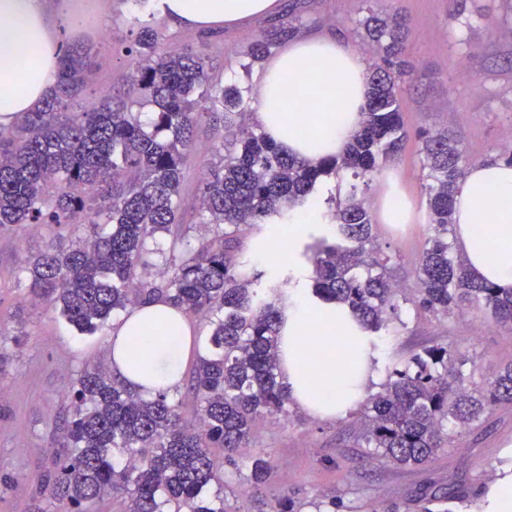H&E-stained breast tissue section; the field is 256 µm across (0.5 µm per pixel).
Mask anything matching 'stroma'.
Masks as SVG:
<instances>
[{
	"label": "stroma",
	"instance_id": "1",
	"mask_svg": "<svg viewBox=\"0 0 512 512\" xmlns=\"http://www.w3.org/2000/svg\"><path fill=\"white\" fill-rule=\"evenodd\" d=\"M282 17L301 16L298 38L340 34L363 58L372 55L357 21L362 0H282ZM454 0H373L382 12H402L410 21L408 55L414 70L399 84L407 136L400 150L370 180L366 195L377 206L389 183L404 193L413 218L402 231L380 224L376 235L391 256L389 273L408 304L401 323L380 336L387 344L379 376L406 362L423 346L445 344L466 360L470 386L485 387L492 371L512 361V327L466 309L445 318L416 308L417 266L430 236L426 222L427 180L420 135L452 130L465 144L469 163L492 161L512 144V0H466L469 25L449 28ZM81 26L66 42L96 52L93 87L72 106H97L102 92L126 86L130 66L113 46L131 38V0H72ZM498 27L488 30L484 19ZM271 26L253 17L217 29H182L165 24L173 49L209 52L213 79L258 88L268 67L256 63L250 74L238 67L248 47ZM46 228L29 226L20 235H0V345L14 356L0 370V467L15 482L0 495V512H32L33 495L47 461L60 449V428L69 416L66 386L86 363L108 364L110 329L81 338L48 306L24 300L10 282L11 272L44 249ZM359 412L321 420L290 406L284 416L261 420L254 428L250 454L270 460L268 497L295 498L300 512L315 501H337L340 512H423L425 497L459 486L491 491L512 474V405L485 413L421 467L395 468L369 457L359 442Z\"/></svg>",
	"mask_w": 512,
	"mask_h": 512
}]
</instances>
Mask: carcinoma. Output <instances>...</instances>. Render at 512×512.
<instances>
[{
	"instance_id": "1",
	"label": "carcinoma",
	"mask_w": 512,
	"mask_h": 512,
	"mask_svg": "<svg viewBox=\"0 0 512 512\" xmlns=\"http://www.w3.org/2000/svg\"><path fill=\"white\" fill-rule=\"evenodd\" d=\"M302 18L264 31L240 63L244 72L293 37ZM374 48L367 72L364 118L345 152L311 161L288 154L265 134L242 125L240 147H215L218 161L199 182L202 223L198 246L184 239L179 200L194 152V129L218 112L242 115L245 90L212 82L209 57L186 49L171 53L155 13L132 19V43L117 49L131 65L126 92L90 110L69 103L91 85L94 50L63 48L58 81L45 101L0 131V234L21 224L55 229L47 248L18 270L15 287L33 303L58 306L82 336H92L127 309L165 297L205 324L189 389L198 425L185 421L181 399L161 390L145 397L86 364L66 392L73 414L63 427L59 460L38 493L50 491L42 512H95L107 496L125 500V512H232L226 479L210 454L224 449L235 466L249 448L257 422L288 413L277 357L282 309L256 287L262 274L243 258V225L288 219L321 180L348 172L363 179L406 137L396 80L413 70L408 20L399 11L360 21ZM427 170L430 237L417 268L413 303L446 317L470 304L512 325V293L472 277L453 255L448 234L452 203L467 165L460 139L442 130L422 143ZM350 245L320 239L308 259L315 266L313 294L351 310L378 332L401 322L390 257L375 245L365 191L352 185L332 214ZM68 224L86 237L63 239ZM170 247H150L160 236ZM512 404V361L492 374L489 388L470 389L452 349L436 344L393 367L360 416L362 447L399 466L433 461L445 445L490 407ZM243 476L258 512H295L288 496L265 498L269 463L246 460Z\"/></svg>"
}]
</instances>
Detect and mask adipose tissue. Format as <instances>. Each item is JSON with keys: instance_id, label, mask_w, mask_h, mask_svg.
Instances as JSON below:
<instances>
[{"instance_id": "obj_1", "label": "adipose tissue", "mask_w": 512, "mask_h": 512, "mask_svg": "<svg viewBox=\"0 0 512 512\" xmlns=\"http://www.w3.org/2000/svg\"><path fill=\"white\" fill-rule=\"evenodd\" d=\"M161 18L193 29L272 16L278 0H150ZM78 28L66 0H0V128L33 110L50 92L63 44L60 25ZM364 59L332 37L291 44L264 73L251 99L253 120L287 152L321 157L342 151L359 127L365 101ZM336 77L324 88L323 75ZM309 130L307 137L297 127ZM455 239L472 273L512 289V165H471L453 209ZM200 349L197 330L165 299L136 307L114 326L113 376L151 395L179 386ZM378 337L359 330L350 310L294 289L279 334L281 378L307 414L332 420L355 410L378 380Z\"/></svg>"}]
</instances>
